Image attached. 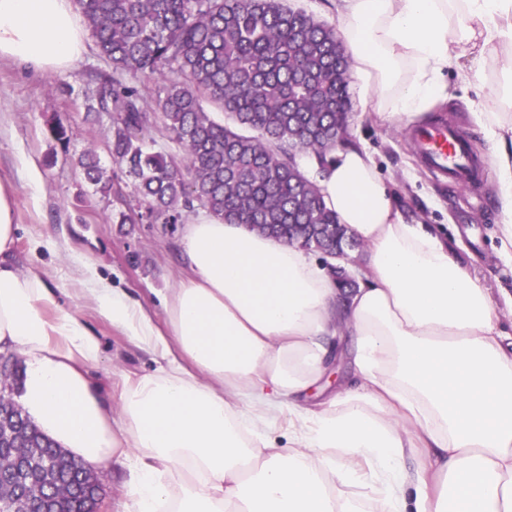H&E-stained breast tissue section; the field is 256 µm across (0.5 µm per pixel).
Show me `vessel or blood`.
Instances as JSON below:
<instances>
[{
  "label": "vessel or blood",
  "instance_id": "b4317fda",
  "mask_svg": "<svg viewBox=\"0 0 512 512\" xmlns=\"http://www.w3.org/2000/svg\"><path fill=\"white\" fill-rule=\"evenodd\" d=\"M423 164L448 183L470 189L485 176L490 160L460 130L438 120L411 132Z\"/></svg>",
  "mask_w": 512,
  "mask_h": 512
}]
</instances>
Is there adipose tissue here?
Segmentation results:
<instances>
[{
    "label": "adipose tissue",
    "instance_id": "adipose-tissue-1",
    "mask_svg": "<svg viewBox=\"0 0 512 512\" xmlns=\"http://www.w3.org/2000/svg\"><path fill=\"white\" fill-rule=\"evenodd\" d=\"M352 71L384 120L415 122L495 64L499 108L470 101L512 247V0H332ZM74 0H0V59L62 71L85 50ZM316 181L367 247L342 293L329 266L243 224L186 225L188 276L165 328L90 264L97 313L149 354L119 410L89 369L101 343L41 267L20 269L14 189L0 183V354L25 364L20 404L76 462L125 470L119 512H512V331L489 288L433 229L407 222L371 153H330ZM349 370L329 390L335 363ZM288 419V447L268 431ZM421 451L425 463L405 461ZM370 490L361 501L353 487Z\"/></svg>",
    "mask_w": 512,
    "mask_h": 512
}]
</instances>
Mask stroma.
I'll return each instance as SVG.
<instances>
[{
    "mask_svg": "<svg viewBox=\"0 0 512 512\" xmlns=\"http://www.w3.org/2000/svg\"><path fill=\"white\" fill-rule=\"evenodd\" d=\"M94 44H87L70 69L47 72L9 60H0V180L15 187V219L19 226L14 245L21 266L44 268L53 284L76 287V264L86 261L108 279L113 288L128 293L153 309L163 323L162 295L177 287L188 269L180 250L179 224H116L118 204L95 194L80 168L78 156L95 146L102 166L115 172L109 150L112 137L107 115L91 114L86 100L94 96L97 76L110 72ZM457 76H449L450 99L429 112L426 122L444 118L473 141L479 152L488 146L463 104ZM352 102L348 140L367 148L383 178L392 187L401 212L435 227L449 248L464 244L462 257L482 278L496 304L512 294V265L501 254L498 206L493 193L495 169H488L474 188L461 191L425 169L408 129L383 120L371 94L358 77H351ZM70 126L69 148H61L47 134V125ZM35 161L42 173L38 191H31L19 175L24 160ZM64 305L78 308L83 321L100 337L102 357L90 376L111 401H118L126 376L156 369V360L102 319L82 296L71 294Z\"/></svg>",
    "mask_w": 512,
    "mask_h": 512,
    "instance_id": "35a3bbf8",
    "label": "stroma"
}]
</instances>
